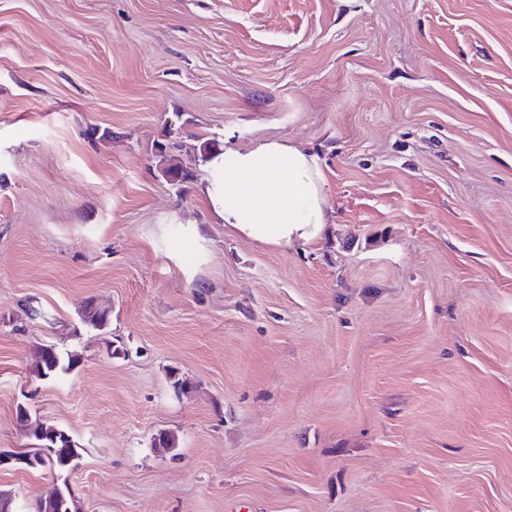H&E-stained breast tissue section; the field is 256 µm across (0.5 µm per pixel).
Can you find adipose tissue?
Masks as SVG:
<instances>
[{"mask_svg": "<svg viewBox=\"0 0 512 512\" xmlns=\"http://www.w3.org/2000/svg\"><path fill=\"white\" fill-rule=\"evenodd\" d=\"M203 187L229 231L277 247L317 241L328 216L314 157L276 141L210 154Z\"/></svg>", "mask_w": 512, "mask_h": 512, "instance_id": "1", "label": "adipose tissue"}]
</instances>
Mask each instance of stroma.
Returning a JSON list of instances; mask_svg holds the SVG:
<instances>
[{
	"instance_id": "stroma-1",
	"label": "stroma",
	"mask_w": 512,
	"mask_h": 512,
	"mask_svg": "<svg viewBox=\"0 0 512 512\" xmlns=\"http://www.w3.org/2000/svg\"><path fill=\"white\" fill-rule=\"evenodd\" d=\"M207 140L313 154L322 239L225 230ZM21 402L80 512H512V0H0V451ZM62 353L50 345H42L34 352L33 371L41 378L54 379L67 374L78 363L76 355ZM18 417L26 420L29 425V435L31 436L33 443L30 453L32 454L31 460H34L35 463L31 464L21 463L24 462L18 457H4L2 456L0 459V466L10 465L12 463H21L16 466L20 469H38V468H47L50 471L57 472L59 475L64 473H68L70 470L74 469L77 465V460L79 459L80 453L78 451V447L75 442L71 438V436L63 429H56L53 425H48L45 423L35 422L32 423L29 415V410L24 407V409L18 411ZM58 431L60 435L59 443L56 447L53 448V451L48 454L45 453L46 447V439L50 432ZM63 432L67 434V438L63 439Z\"/></svg>"
}]
</instances>
